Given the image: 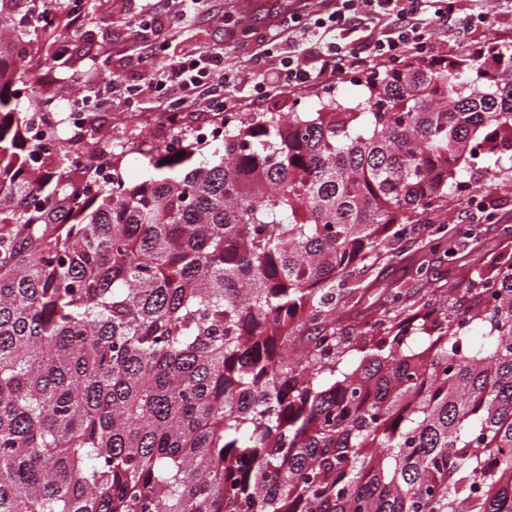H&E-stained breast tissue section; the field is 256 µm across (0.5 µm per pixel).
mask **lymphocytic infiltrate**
Returning <instances> with one entry per match:
<instances>
[{
    "instance_id": "1",
    "label": "lymphocytic infiltrate",
    "mask_w": 512,
    "mask_h": 512,
    "mask_svg": "<svg viewBox=\"0 0 512 512\" xmlns=\"http://www.w3.org/2000/svg\"><path fill=\"white\" fill-rule=\"evenodd\" d=\"M493 23L480 2L463 14L457 0H325L316 17L292 12L285 31L269 33L268 47H275L286 32L294 34L297 46L280 58L274 71L253 73L250 103L257 106L276 92L326 86L374 68L391 71L411 58L441 63L447 59L448 41H460ZM236 80L223 50L213 48L171 63L161 84L176 105L199 103L218 119L228 108L220 90Z\"/></svg>"
}]
</instances>
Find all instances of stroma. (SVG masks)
Segmentation results:
<instances>
[{
	"mask_svg": "<svg viewBox=\"0 0 512 512\" xmlns=\"http://www.w3.org/2000/svg\"><path fill=\"white\" fill-rule=\"evenodd\" d=\"M297 0H199L195 13L176 28L158 33L129 28L125 18L142 8V0H84V28L73 46L70 58L56 61L42 58L33 80L19 87L21 99L47 100L51 112L62 115L73 97L87 98L85 111L87 137H95L99 126L112 132L116 146L136 140L153 146L172 137L175 129L159 126L162 114L168 111L167 99L154 92H136V85L152 78L156 68L179 60L191 53L231 43L234 62L242 70L271 68L276 61L265 56L260 35L266 34L276 16L291 11ZM247 14L251 35L247 40L228 39L225 21H237ZM150 42L162 43L158 59L144 58L143 47ZM121 72L126 89L114 91L111 98L101 100L100 92L113 72ZM508 172L496 189L485 195V206L476 209L465 200L449 198L443 210L425 215L427 224L449 223L476 226L478 238L459 239L457 262L434 255L430 258L429 279H418L414 272L415 255L422 252L426 234L417 230L413 237L394 243V255L370 269L363 277L362 288L354 295H340L336 307L337 327L342 335H359L362 326L373 316L372 303L384 288L399 287L408 302L426 300L433 288L456 284L469 272L489 267L499 255H512V236L501 235L500 229L512 225V159L494 156L486 167L469 169L466 178L470 187H483L487 168Z\"/></svg>",
	"mask_w": 512,
	"mask_h": 512,
	"instance_id": "1",
	"label": "stroma"
}]
</instances>
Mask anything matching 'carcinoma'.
Returning a JSON list of instances; mask_svg holds the SVG:
<instances>
[{"label":"carcinoma","instance_id":"carcinoma-1","mask_svg":"<svg viewBox=\"0 0 512 512\" xmlns=\"http://www.w3.org/2000/svg\"><path fill=\"white\" fill-rule=\"evenodd\" d=\"M39 31L71 38L0 0V512H512V255L462 310L391 288L336 332V292L512 156V45L228 114L208 160L31 136ZM127 154L144 178L100 183ZM426 230L449 258L471 235Z\"/></svg>","mask_w":512,"mask_h":512}]
</instances>
